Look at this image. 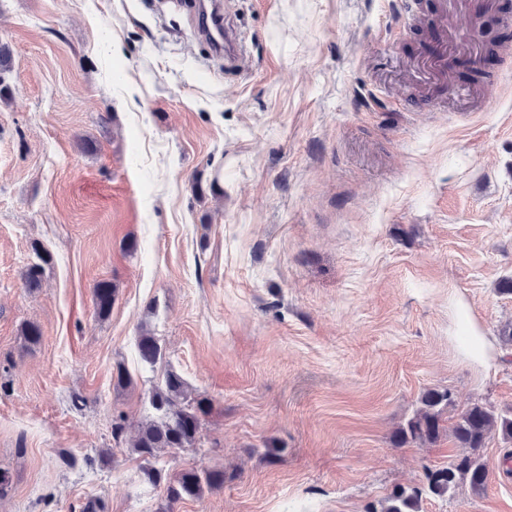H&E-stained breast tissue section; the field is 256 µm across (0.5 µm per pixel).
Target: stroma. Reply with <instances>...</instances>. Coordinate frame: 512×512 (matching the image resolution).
I'll return each instance as SVG.
<instances>
[{
    "label": "stroma",
    "mask_w": 512,
    "mask_h": 512,
    "mask_svg": "<svg viewBox=\"0 0 512 512\" xmlns=\"http://www.w3.org/2000/svg\"><path fill=\"white\" fill-rule=\"evenodd\" d=\"M404 2L227 0L228 74L166 0H0V512H158L128 448L169 368L211 402L169 469L224 472L175 512H366L459 452L395 445L426 389L448 424L512 409V50L438 94ZM461 305L488 363L457 348ZM509 453L490 435L483 493L421 512H512ZM115 289L107 281L98 282L93 288V303L98 317L106 318L112 310L115 300Z\"/></svg>",
    "instance_id": "obj_1"
}]
</instances>
